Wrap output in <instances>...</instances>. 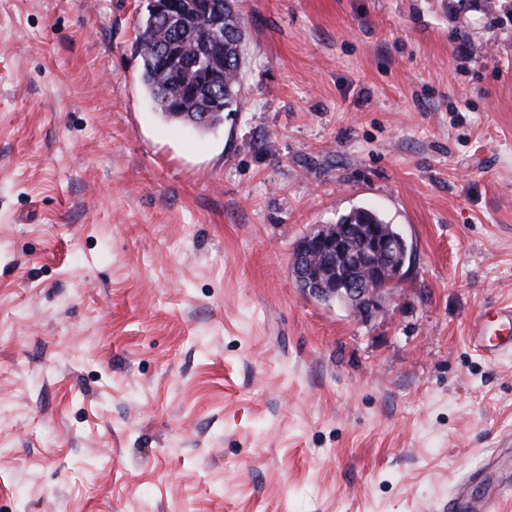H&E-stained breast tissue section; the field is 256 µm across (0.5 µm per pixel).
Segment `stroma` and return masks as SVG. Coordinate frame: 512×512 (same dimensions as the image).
<instances>
[{
  "instance_id": "1",
  "label": "stroma",
  "mask_w": 512,
  "mask_h": 512,
  "mask_svg": "<svg viewBox=\"0 0 512 512\" xmlns=\"http://www.w3.org/2000/svg\"><path fill=\"white\" fill-rule=\"evenodd\" d=\"M146 0H0V512H443L512 470V0H238L222 125L157 114ZM371 207L369 321L297 241ZM336 224H371L369 229L371 239V249L366 254L355 256L353 261L368 270L369 281L363 282H341L336 284L331 282L328 287L319 285L320 288H304L312 296L336 298V295H352L361 300L358 309L350 311L352 315L361 320H368L382 311L385 304L394 299L397 295L398 281L392 279L386 281V287L376 288L375 280L382 277V268L379 266V260L390 258L397 249V243L394 239L385 236L375 224H382L385 230L395 236L401 237L406 245V262L412 254L411 246L404 237L396 224H390L375 209L370 207H359L348 215L342 217ZM397 285L396 287H393ZM393 287V288H392ZM497 325L488 326L489 317ZM472 347L482 355L498 360L512 356V304H498L491 313L478 315L470 328Z\"/></svg>"
}]
</instances>
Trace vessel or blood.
<instances>
[{
  "instance_id": "b4317fda",
  "label": "vessel or blood",
  "mask_w": 512,
  "mask_h": 512,
  "mask_svg": "<svg viewBox=\"0 0 512 512\" xmlns=\"http://www.w3.org/2000/svg\"><path fill=\"white\" fill-rule=\"evenodd\" d=\"M471 344L482 355L497 360L512 356V304L497 305L492 313L480 314L470 328ZM483 484L473 494L472 482ZM512 498V473L497 471L493 460L471 470L448 498V512H500L503 501Z\"/></svg>"
}]
</instances>
